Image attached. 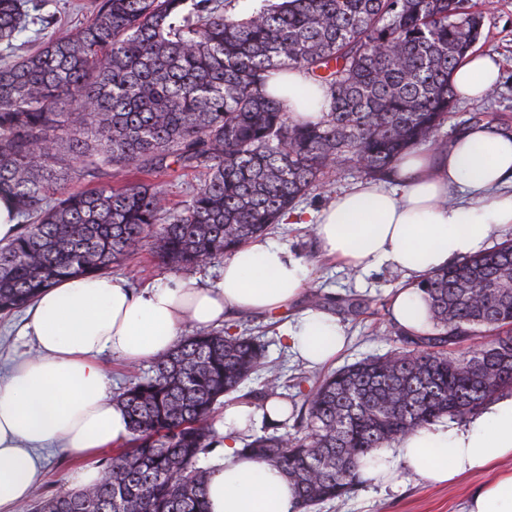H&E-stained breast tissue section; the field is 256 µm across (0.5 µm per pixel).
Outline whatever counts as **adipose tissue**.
<instances>
[{
	"label": "adipose tissue",
	"mask_w": 512,
	"mask_h": 512,
	"mask_svg": "<svg viewBox=\"0 0 512 512\" xmlns=\"http://www.w3.org/2000/svg\"><path fill=\"white\" fill-rule=\"evenodd\" d=\"M494 57L473 53L456 67L457 97H484L500 79ZM297 116L317 114L321 87L288 70L266 87ZM395 185L364 180L337 193L315 216L292 211L290 224L312 223L322 251L345 265L386 266L421 277L480 252L512 231V135L486 124L467 127L444 150L417 149L394 173ZM309 276L288 246L262 237L225 260L210 287L173 278L161 286L130 288L110 275L75 277L43 289L27 310L24 334L37 355L0 374V512H17L39 486L43 453L59 448L83 456L124 443V410L113 400L103 354L140 363L171 351L179 332L222 326L235 313L268 314L294 304ZM396 323L411 333L428 323V306L416 286L391 298ZM288 349L311 366L331 362L347 343L336 317L310 309L290 322ZM288 405L270 399L263 410L227 403L216 439L223 457L210 467L209 512H301L285 475L244 452L242 438L259 416L284 420ZM512 459V394L500 396L473 422L425 425L402 436L396 449L364 458L366 483H397L409 471L429 483H449L493 462ZM464 512H512V472L469 496Z\"/></svg>",
	"instance_id": "obj_1"
}]
</instances>
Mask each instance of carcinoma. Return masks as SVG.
<instances>
[{
    "mask_svg": "<svg viewBox=\"0 0 512 512\" xmlns=\"http://www.w3.org/2000/svg\"><path fill=\"white\" fill-rule=\"evenodd\" d=\"M459 2L260 0L237 16L234 0H97L68 33L48 31L47 0H0V193L22 218L0 245V313L62 279L104 275L146 242L174 270L228 258L330 173L386 180L407 152L445 147L452 72L482 38L483 16ZM31 24L46 36L17 55ZM288 69L323 89L317 117L266 94ZM95 162L122 185L72 192ZM172 164L206 172L173 214L144 180ZM500 281L512 282V239L422 277L427 329L391 325L396 348L317 379L293 406L295 433L271 422L244 451L282 470L314 512L362 485L373 451L512 389V292ZM258 371L264 397L278 395L280 372L255 337H184L116 397L130 440L104 478L78 494L37 492L24 512H208L198 460L211 417Z\"/></svg>",
    "mask_w": 512,
    "mask_h": 512,
    "instance_id": "cac0c4a2",
    "label": "carcinoma"
}]
</instances>
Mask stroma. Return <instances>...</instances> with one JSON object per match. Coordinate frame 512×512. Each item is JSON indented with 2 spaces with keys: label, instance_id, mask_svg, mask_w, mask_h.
<instances>
[{
  "label": "stroma",
  "instance_id": "35a3bbf8",
  "mask_svg": "<svg viewBox=\"0 0 512 512\" xmlns=\"http://www.w3.org/2000/svg\"><path fill=\"white\" fill-rule=\"evenodd\" d=\"M472 2L484 16L483 37L477 49L497 56L501 64V76L496 87L482 100H456L455 115L441 133L446 140L455 135L462 122L473 112L490 113L494 125L512 129V0ZM204 180V171L183 170L175 166L157 173L153 178L154 183L163 189L172 207L189 200ZM268 236L288 245L304 259L310 269V277L294 306L295 311L309 309V299L315 293L322 297L321 309L334 315L339 312L340 298L346 294L353 293L365 300V314L357 321L348 320L344 323L351 342L337 359V366L381 355L391 349V342L385 339L391 323L389 302L398 288L407 285L405 276L385 267L362 273L327 261L320 251L313 230L307 225L278 224L269 231ZM223 267V261L214 260L176 273L162 264L149 246L144 245L129 259L113 266L111 274L124 278L134 288L162 284L176 274L211 285L220 279ZM232 322L238 328L261 338L270 358L280 361L283 366L284 392L289 402H302L303 397L296 387L299 377L316 378L320 372L294 360L289 353L283 334L288 323L287 313L236 315ZM23 323L24 314L20 311L0 317L1 367H9L14 361L35 352L34 345L20 334ZM83 464L81 457L58 449L49 451L40 485L41 492L48 496L66 493ZM486 478V473L476 472L444 485H430L415 477L408 478L394 489L364 485L348 498L324 504L320 512H463L468 496Z\"/></svg>",
  "mask_w": 512,
  "mask_h": 512
}]
</instances>
